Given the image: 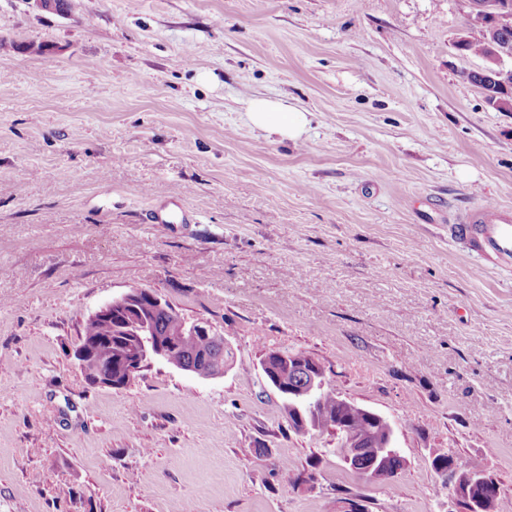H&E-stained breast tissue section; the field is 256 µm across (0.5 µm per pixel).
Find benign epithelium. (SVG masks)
Masks as SVG:
<instances>
[{
	"instance_id": "7a95c632",
	"label": "benign epithelium",
	"mask_w": 512,
	"mask_h": 512,
	"mask_svg": "<svg viewBox=\"0 0 512 512\" xmlns=\"http://www.w3.org/2000/svg\"><path fill=\"white\" fill-rule=\"evenodd\" d=\"M472 7L489 15L494 25L503 32L512 31V8L502 5L497 0H471ZM485 69L497 77V83L506 85L512 80V68L504 65V60L512 59V43L503 41L500 44L491 42L483 55ZM115 309L129 311L124 325L127 335L134 340L123 350L125 383L135 380L139 372L147 367L152 360L160 358L172 363L168 348L187 338L193 339L197 347L205 349L224 344V336L220 329L202 319L184 321L177 336L164 340L157 336L149 319L140 314L137 297L128 291L100 307L90 315L93 320L112 322V311ZM97 341L81 340L75 350V357L84 375L97 386L114 388L112 383V362L100 359L93 352ZM273 356L285 360L286 372L296 371L301 377L300 386H284L288 396L312 398L323 389V374L316 362L307 355H286L281 350L273 352ZM365 412L374 422L385 427L389 423L380 415L343 398H336V434L341 438V452L344 463L353 471L359 470L363 458L369 456L370 442L364 434L349 429L350 416L356 412ZM404 467V458L393 447L392 440H387L385 451L374 455L367 469L361 471L363 478L370 482L381 483L394 478ZM432 467L448 482L457 505H466V512H496V481L487 471L461 465L450 453H439L432 458Z\"/></svg>"
}]
</instances>
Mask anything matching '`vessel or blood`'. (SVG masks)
<instances>
[{
  "mask_svg": "<svg viewBox=\"0 0 512 512\" xmlns=\"http://www.w3.org/2000/svg\"><path fill=\"white\" fill-rule=\"evenodd\" d=\"M452 234L478 257L496 260L506 269L512 267V216L501 213L497 206L475 207L454 226Z\"/></svg>",
  "mask_w": 512,
  "mask_h": 512,
  "instance_id": "b4317fda",
  "label": "vessel or blood"
}]
</instances>
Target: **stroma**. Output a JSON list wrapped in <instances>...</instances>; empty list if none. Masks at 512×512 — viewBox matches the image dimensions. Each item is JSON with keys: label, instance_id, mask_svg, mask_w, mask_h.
I'll return each instance as SVG.
<instances>
[{"label": "stroma", "instance_id": "stroma-1", "mask_svg": "<svg viewBox=\"0 0 512 512\" xmlns=\"http://www.w3.org/2000/svg\"><path fill=\"white\" fill-rule=\"evenodd\" d=\"M471 10L0 0V512H457L440 452L512 501V273L448 233L512 210V112L455 47ZM255 97L307 112L301 138L250 125ZM133 288L223 329V375L90 384L84 323ZM273 350L389 420L395 478L290 427Z\"/></svg>", "mask_w": 512, "mask_h": 512}]
</instances>
